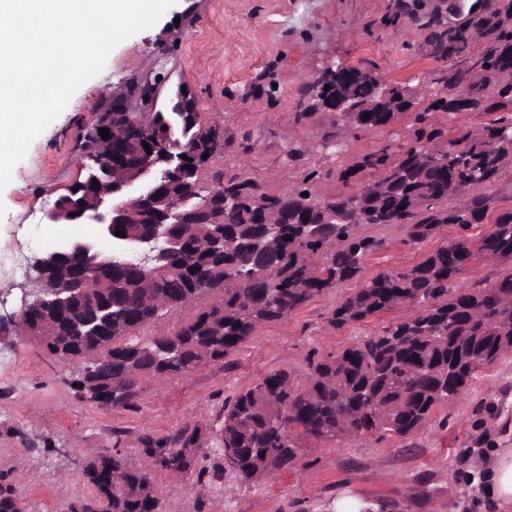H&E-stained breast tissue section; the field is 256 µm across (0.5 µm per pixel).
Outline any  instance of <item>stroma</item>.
<instances>
[{
    "instance_id": "stroma-1",
    "label": "stroma",
    "mask_w": 512,
    "mask_h": 512,
    "mask_svg": "<svg viewBox=\"0 0 512 512\" xmlns=\"http://www.w3.org/2000/svg\"><path fill=\"white\" fill-rule=\"evenodd\" d=\"M178 0L152 27L119 44L103 71L86 82L65 110L30 145L11 183L0 192V313L17 312L37 292L30 277L13 278L16 260L33 264L65 236H50L45 215L79 180V144L103 94L131 76L163 75L157 101L166 109L179 84L194 88L204 118L216 124L223 146L208 174L245 175L273 194L318 171L314 191L340 190L337 170L358 155L404 136L414 112L422 111L445 61L436 59L429 31L420 21L441 9L446 27L470 19V0ZM369 60L387 82L417 93L413 112L397 116L377 133L352 132L342 152L321 147L332 118L326 113L296 120L300 89L332 62ZM384 249L364 263L365 276L403 269L455 236L445 227L424 250L404 244L397 227H380ZM350 282L315 297L286 319L262 328L230 357L165 381L142 379L137 407L108 409L80 402L73 369L45 355L12 326L0 328V350L13 362L0 369V470L26 473L23 496L29 512H68L75 496L95 497L84 465L103 449L119 446L131 458L140 439L165 436L184 426L201 428L211 463L221 460L210 429L226 397L287 370L304 377L311 353L344 349L383 325L410 316L397 308L336 328L331 312L356 291ZM52 439L56 452L43 450ZM512 448V351L481 369L455 402L435 408L411 436H347L300 448L293 466L253 482L233 471L207 479L176 481L162 471L152 478L162 491L160 512H332L350 491L374 512H497L481 480L471 477L468 452Z\"/></svg>"
}]
</instances>
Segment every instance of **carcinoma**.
<instances>
[{
  "mask_svg": "<svg viewBox=\"0 0 512 512\" xmlns=\"http://www.w3.org/2000/svg\"><path fill=\"white\" fill-rule=\"evenodd\" d=\"M434 55L456 52L453 73H442L430 103L409 125L408 140L362 153L337 172L345 190L330 198L313 192L309 172L302 182L271 194L246 176L201 179L205 156L219 151L217 132L203 134L187 112H157L180 136L155 152L156 169L167 167L175 152L187 154L188 177L165 188L172 198L194 197L201 204L215 184L224 183L220 227L165 221L172 234L188 233L184 249L169 254L158 241L150 267L160 272L153 289L136 268L139 257L119 253L115 261L91 269L93 288L80 305L51 290L26 321L55 324L38 346L45 354L72 365L78 400L94 403L95 393L112 389V407H137L141 379L158 381L187 375L204 360L222 363L266 325L281 321L331 288L362 277L368 256L386 240L365 228L397 226L403 242L419 246L448 225L457 235L401 270H384L367 278L332 311L337 328L382 312L411 307L412 315L382 327L374 336L336 353L307 359L299 379L286 370L263 378L224 401L217 433L224 467L243 481L287 470L308 438L332 441L346 435L393 434L406 438L430 412L455 399L475 373L512 351V209L499 213L490 229L475 237L496 201L493 188L512 173V83L503 81L497 64L512 63V0H498L491 12L473 17L468 32H450L441 20L424 22ZM481 44L484 69L474 70L467 53L471 39ZM376 65L332 64L301 88L303 110L297 119L324 112L336 97L353 90L356 104L376 111L363 119L335 116L336 152L353 130L378 132L412 103L385 102ZM470 85L477 97L472 108L502 115L480 130H457L433 120L452 112L446 90ZM138 147L124 140L89 163L82 180L105 175L112 159L131 161ZM224 230V250L206 249L211 232ZM488 260L498 272L489 284H461L475 260ZM159 292L165 310L155 314L146 299ZM112 305L109 314L87 326L88 309ZM199 307L183 326L157 329L158 321L188 307ZM69 311L57 324L59 311ZM199 427L141 439L143 462L137 466L118 449L107 450L85 467L99 494L77 496L69 512H152L155 484L148 467L185 477L206 459L196 446ZM0 512H27L19 482L0 472Z\"/></svg>",
  "mask_w": 512,
  "mask_h": 512,
  "instance_id": "carcinoma-1",
  "label": "carcinoma"
}]
</instances>
